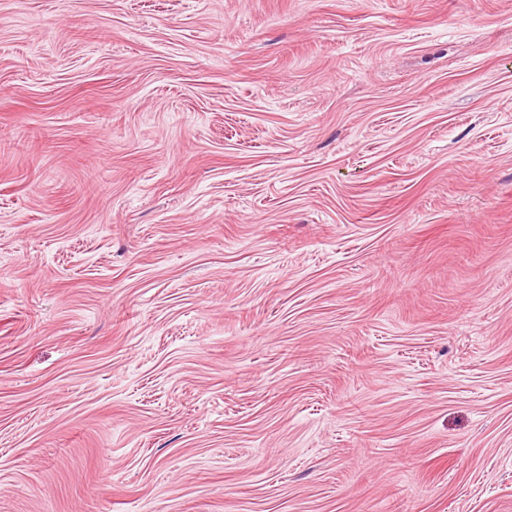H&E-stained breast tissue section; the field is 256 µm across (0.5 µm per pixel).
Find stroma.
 Masks as SVG:
<instances>
[{
    "instance_id": "1",
    "label": "stroma",
    "mask_w": 512,
    "mask_h": 512,
    "mask_svg": "<svg viewBox=\"0 0 512 512\" xmlns=\"http://www.w3.org/2000/svg\"><path fill=\"white\" fill-rule=\"evenodd\" d=\"M0 512H512V0H0Z\"/></svg>"
}]
</instances>
